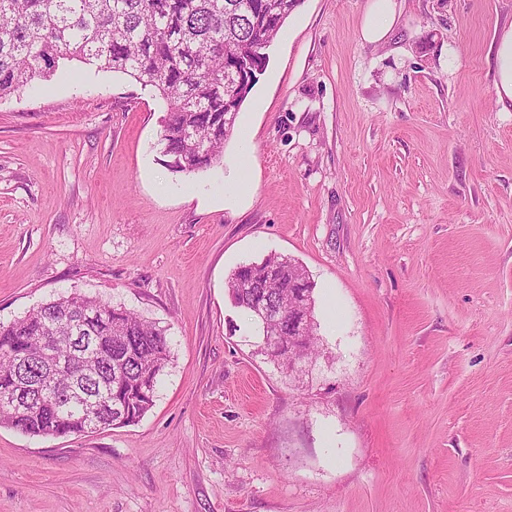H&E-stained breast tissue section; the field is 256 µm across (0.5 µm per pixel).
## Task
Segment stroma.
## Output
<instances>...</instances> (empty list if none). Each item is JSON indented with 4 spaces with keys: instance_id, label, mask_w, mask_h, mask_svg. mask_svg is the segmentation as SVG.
I'll list each match as a JSON object with an SVG mask.
<instances>
[{
    "instance_id": "1",
    "label": "stroma",
    "mask_w": 512,
    "mask_h": 512,
    "mask_svg": "<svg viewBox=\"0 0 512 512\" xmlns=\"http://www.w3.org/2000/svg\"><path fill=\"white\" fill-rule=\"evenodd\" d=\"M303 0L220 165L172 172L166 105L78 61L0 100V322L73 292L165 328L137 424L0 427V512H512V0ZM251 185L235 193L236 177ZM280 254L321 355L287 374L228 298ZM369 1L361 22V38L369 43L386 39L395 24L397 0ZM494 55L495 92L502 109H512V24L496 35Z\"/></svg>"
}]
</instances>
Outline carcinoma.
I'll use <instances>...</instances> for the list:
<instances>
[{
	"mask_svg": "<svg viewBox=\"0 0 512 512\" xmlns=\"http://www.w3.org/2000/svg\"><path fill=\"white\" fill-rule=\"evenodd\" d=\"M301 0H0V99L53 74L61 60L121 72L157 91L166 103L161 142L174 171L187 176L223 158L237 115L263 72L266 47ZM306 270L269 255L236 267L227 278L234 308L260 336L285 346L274 361L288 367L291 339L286 309L315 316L313 284L306 298L296 283ZM276 315L267 323L260 316ZM85 311L102 312L85 325L95 337L101 374L74 371L79 389L112 391V408L86 411L56 397L24 409L3 402L18 387L19 346L40 347L58 335L55 350L72 359L68 328ZM171 359L165 331L137 315L78 293L46 302L8 324L0 323V427L33 437L81 436L136 424L155 405L159 377Z\"/></svg>",
	"mask_w": 512,
	"mask_h": 512,
	"instance_id": "1",
	"label": "carcinoma"
}]
</instances>
